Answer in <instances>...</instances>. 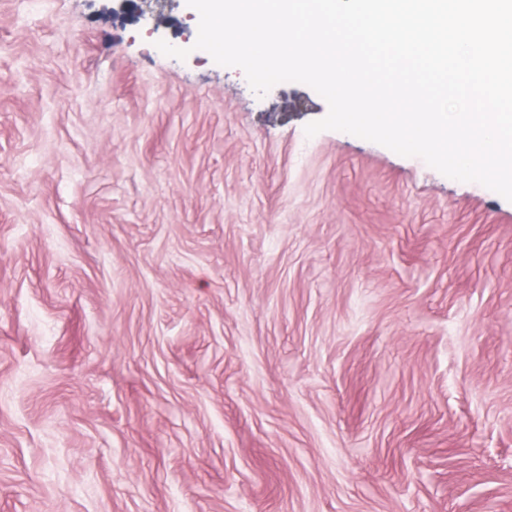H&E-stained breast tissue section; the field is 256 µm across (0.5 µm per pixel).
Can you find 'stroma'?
Returning a JSON list of instances; mask_svg holds the SVG:
<instances>
[{
  "instance_id": "35a3bbf8",
  "label": "stroma",
  "mask_w": 512,
  "mask_h": 512,
  "mask_svg": "<svg viewBox=\"0 0 512 512\" xmlns=\"http://www.w3.org/2000/svg\"><path fill=\"white\" fill-rule=\"evenodd\" d=\"M118 0H0V512H512V201Z\"/></svg>"
}]
</instances>
